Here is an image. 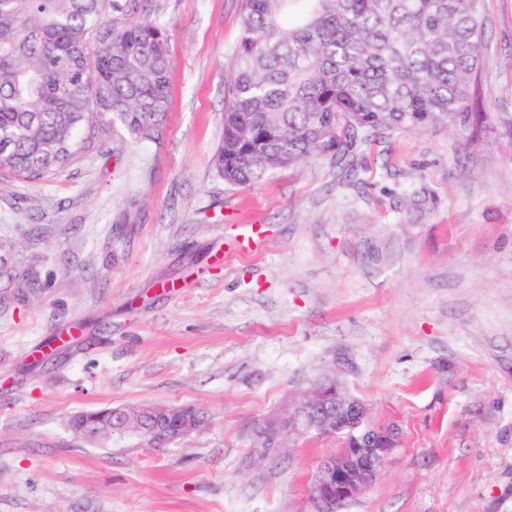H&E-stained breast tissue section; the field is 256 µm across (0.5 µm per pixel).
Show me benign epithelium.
<instances>
[{
    "label": "benign epithelium",
    "mask_w": 512,
    "mask_h": 512,
    "mask_svg": "<svg viewBox=\"0 0 512 512\" xmlns=\"http://www.w3.org/2000/svg\"><path fill=\"white\" fill-rule=\"evenodd\" d=\"M299 412L300 424H295L291 415L288 417V429L322 431L334 420L336 431H346L344 452L320 460L316 479L309 489L311 512H340L344 502L376 480L380 467L398 445L397 428L369 424L367 407L362 402L355 399L346 402L332 400L326 394L303 402ZM155 414L156 411L145 408H113L112 422L104 423L95 415H86L81 431L84 438L97 439L118 429L142 426ZM164 414L175 419L174 427L166 435L168 441L198 428L195 422L177 417L174 410H166Z\"/></svg>",
    "instance_id": "7a95c632"
}]
</instances>
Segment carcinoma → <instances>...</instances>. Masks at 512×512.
<instances>
[{"instance_id": "carcinoma-1", "label": "carcinoma", "mask_w": 512, "mask_h": 512, "mask_svg": "<svg viewBox=\"0 0 512 512\" xmlns=\"http://www.w3.org/2000/svg\"><path fill=\"white\" fill-rule=\"evenodd\" d=\"M142 2L0 0V170L44 181L120 131L159 137L169 34ZM482 45L480 0H242L211 165L237 187L319 159L357 180L361 146L400 130L479 142Z\"/></svg>"}]
</instances>
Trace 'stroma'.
Listing matches in <instances>:
<instances>
[{
  "label": "stroma",
  "instance_id": "35a3bbf8",
  "mask_svg": "<svg viewBox=\"0 0 512 512\" xmlns=\"http://www.w3.org/2000/svg\"><path fill=\"white\" fill-rule=\"evenodd\" d=\"M240 7L151 0L172 57L159 138L40 183L0 171V512H311L343 439L261 432L330 381L400 431L343 512H512V142L409 130L366 151L361 185L327 160L227 185L211 157ZM480 11L494 118L512 0ZM143 406L204 421L159 448L70 428Z\"/></svg>",
  "mask_w": 512,
  "mask_h": 512
}]
</instances>
